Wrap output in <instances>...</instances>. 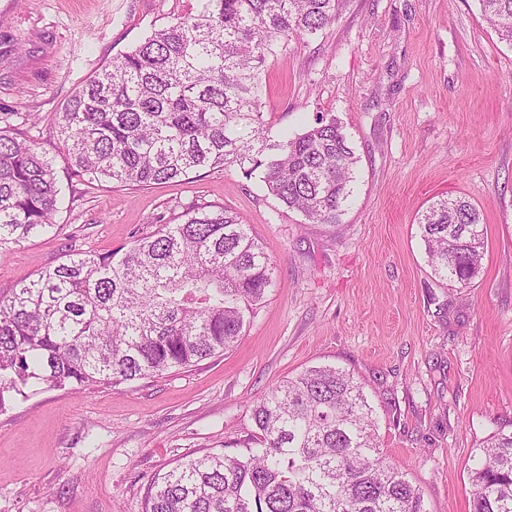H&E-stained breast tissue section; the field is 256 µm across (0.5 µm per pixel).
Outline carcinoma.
I'll list each match as a JSON object with an SVG mask.
<instances>
[{"label":"carcinoma","mask_w":512,"mask_h":512,"mask_svg":"<svg viewBox=\"0 0 512 512\" xmlns=\"http://www.w3.org/2000/svg\"><path fill=\"white\" fill-rule=\"evenodd\" d=\"M344 0H198L112 60L57 113L71 174L144 188L217 168L260 174L270 195L314 223L339 221L357 157L334 116L271 134L265 63L280 42L335 23ZM512 44V0H478ZM53 162L0 128V253L55 229ZM437 277L479 274L480 211L432 204L418 222ZM277 264L236 214L192 203L124 252L70 245L65 261L0 290V411L45 388L131 385L221 356L274 286ZM247 455L192 457L151 479L142 512H425L379 448L354 376L311 367L253 401ZM472 512H512V431L482 448Z\"/></svg>","instance_id":"carcinoma-1"}]
</instances>
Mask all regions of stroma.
Instances as JSON below:
<instances>
[{
    "label": "stroma",
    "instance_id": "obj_1",
    "mask_svg": "<svg viewBox=\"0 0 512 512\" xmlns=\"http://www.w3.org/2000/svg\"><path fill=\"white\" fill-rule=\"evenodd\" d=\"M196 0H0V128L27 112L53 159L58 234L0 254V289L63 260L67 239L117 250L185 205L249 224L277 277L236 346L130 386L47 389L0 412V512H141L151 479L254 430L250 406L281 380L331 365L362 383L384 457L426 512H471L469 472L512 430V45L477 0H346L318 35L267 61L264 117L296 132L335 115L359 159L339 223L315 224L259 178L217 169L132 190L66 171L51 127L86 80ZM463 196L483 215L467 287L429 265L418 219Z\"/></svg>",
    "mask_w": 512,
    "mask_h": 512
}]
</instances>
